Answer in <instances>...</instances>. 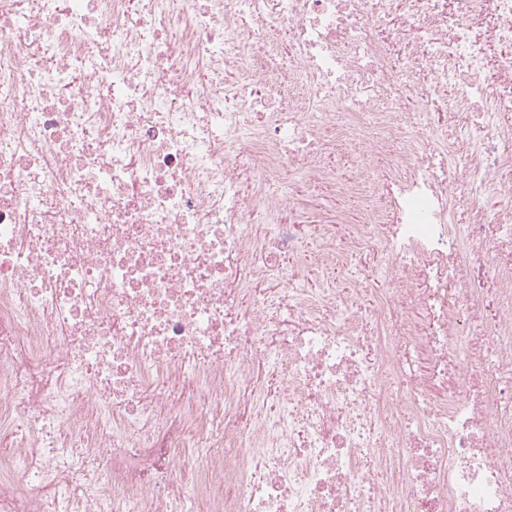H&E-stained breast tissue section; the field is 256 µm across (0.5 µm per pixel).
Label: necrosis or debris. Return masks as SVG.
<instances>
[{
  "label": "necrosis or debris",
  "instance_id": "obj_1",
  "mask_svg": "<svg viewBox=\"0 0 512 512\" xmlns=\"http://www.w3.org/2000/svg\"><path fill=\"white\" fill-rule=\"evenodd\" d=\"M511 113L512 0H0V512H512ZM353 259L356 276L367 283V288H380L378 262L369 255H356Z\"/></svg>",
  "mask_w": 512,
  "mask_h": 512
}]
</instances>
